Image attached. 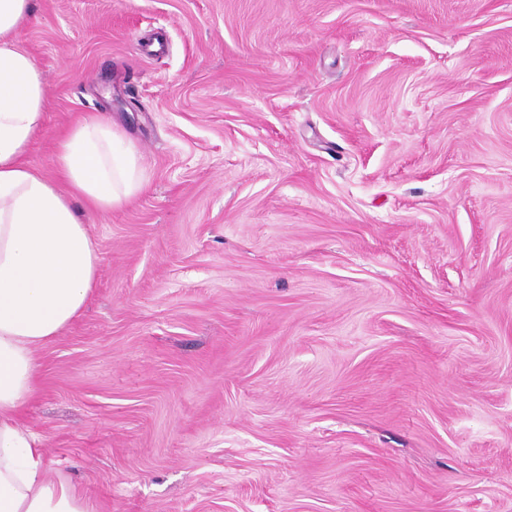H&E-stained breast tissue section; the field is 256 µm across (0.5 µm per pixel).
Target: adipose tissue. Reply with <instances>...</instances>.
<instances>
[{
    "label": "adipose tissue",
    "mask_w": 512,
    "mask_h": 512,
    "mask_svg": "<svg viewBox=\"0 0 512 512\" xmlns=\"http://www.w3.org/2000/svg\"><path fill=\"white\" fill-rule=\"evenodd\" d=\"M33 14V0H0V512H94L49 475L43 439L20 416L37 387L36 349L79 318L97 280L100 252L76 200L107 215L144 176L135 146L99 118L57 137L53 177L32 169L47 88L15 34Z\"/></svg>",
    "instance_id": "1"
}]
</instances>
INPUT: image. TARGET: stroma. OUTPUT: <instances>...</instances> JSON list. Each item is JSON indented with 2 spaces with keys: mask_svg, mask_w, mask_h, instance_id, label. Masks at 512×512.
<instances>
[{
  "mask_svg": "<svg viewBox=\"0 0 512 512\" xmlns=\"http://www.w3.org/2000/svg\"><path fill=\"white\" fill-rule=\"evenodd\" d=\"M29 160L144 190L22 421L97 512H512V0H35Z\"/></svg>",
  "mask_w": 512,
  "mask_h": 512,
  "instance_id": "obj_1",
  "label": "stroma"
}]
</instances>
